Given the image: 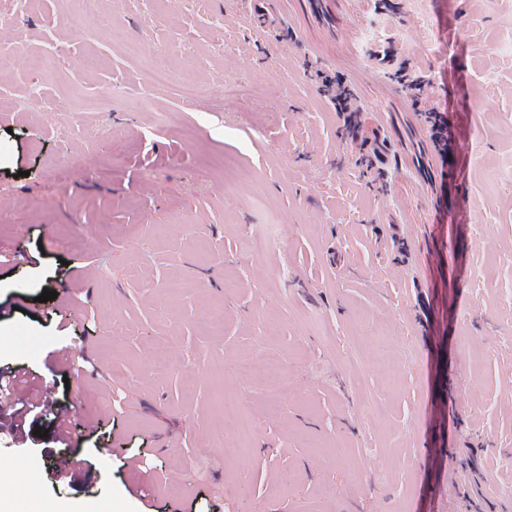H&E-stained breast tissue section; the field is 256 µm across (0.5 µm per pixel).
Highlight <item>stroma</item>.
<instances>
[{"label":"stroma","mask_w":512,"mask_h":512,"mask_svg":"<svg viewBox=\"0 0 512 512\" xmlns=\"http://www.w3.org/2000/svg\"><path fill=\"white\" fill-rule=\"evenodd\" d=\"M18 44L11 512H512V0H29Z\"/></svg>","instance_id":"stroma-1"}]
</instances>
